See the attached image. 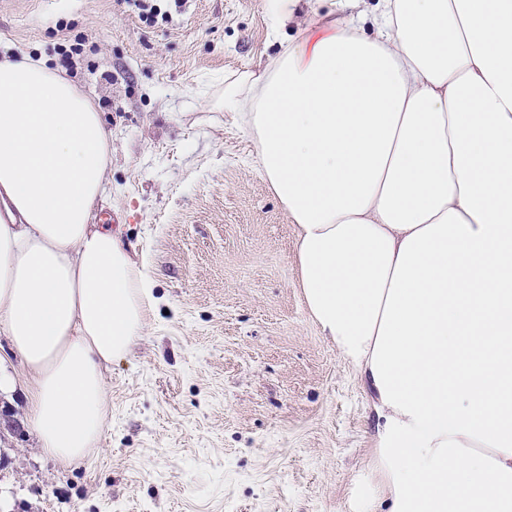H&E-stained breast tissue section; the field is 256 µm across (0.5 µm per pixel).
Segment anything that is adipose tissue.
<instances>
[{"label":"adipose tissue","mask_w":512,"mask_h":512,"mask_svg":"<svg viewBox=\"0 0 512 512\" xmlns=\"http://www.w3.org/2000/svg\"><path fill=\"white\" fill-rule=\"evenodd\" d=\"M297 227L315 324L371 397L384 512H512V0H384L224 85ZM112 135L44 62L0 60V331L35 374L31 428L97 447L103 371L154 280L91 219Z\"/></svg>","instance_id":"adipose-tissue-1"}]
</instances>
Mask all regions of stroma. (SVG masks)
I'll list each match as a JSON object with an SVG mask.
<instances>
[{
  "label": "stroma",
  "mask_w": 512,
  "mask_h": 512,
  "mask_svg": "<svg viewBox=\"0 0 512 512\" xmlns=\"http://www.w3.org/2000/svg\"><path fill=\"white\" fill-rule=\"evenodd\" d=\"M0 0V57L61 70L112 135V190L95 218L155 286L143 336L105 372L107 426L64 466L30 426L33 373L0 335L17 391L0 393V512H368L376 420L298 285L296 226L256 164L253 135L219 101L284 44L345 9L297 0L279 31L265 0ZM207 99L206 109L194 108Z\"/></svg>",
  "instance_id": "1"
}]
</instances>
